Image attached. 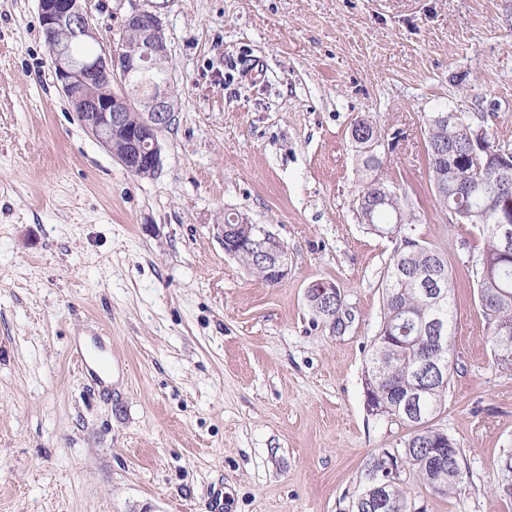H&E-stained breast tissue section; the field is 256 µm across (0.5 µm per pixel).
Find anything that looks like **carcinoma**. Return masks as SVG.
<instances>
[{
	"label": "carcinoma",
	"mask_w": 512,
	"mask_h": 512,
	"mask_svg": "<svg viewBox=\"0 0 512 512\" xmlns=\"http://www.w3.org/2000/svg\"><path fill=\"white\" fill-rule=\"evenodd\" d=\"M427 125L432 189L456 223L476 227L483 237L481 265L476 270L479 306L492 343L494 363L501 369L512 370V255L503 253L501 241L492 232L501 203L512 201V175L503 177L492 170L497 165L493 159L488 167L479 169L472 163L461 164L452 156L441 159L435 152V144L441 140L464 152L478 133L482 134L486 148L493 152L512 144L495 141L490 128L472 126L459 112H434ZM389 192L391 189L376 179L357 192V204L371 206L368 217L375 232L400 240L387 267L383 322L374 340L365 379L369 380L367 388L372 399L390 407L396 421L410 429L403 440L405 464L423 485L446 494L461 483L459 450L456 442L430 421L446 400L449 380L438 382L431 373L417 375L415 370L437 353L428 339L426 322L439 314L447 329H452L453 278L440 249L410 236V215L402 213V223H396V207L400 203L396 196L391 202H384L383 197ZM238 257L247 271L271 283L268 269L252 252L241 250ZM379 496L395 503V512H410L405 492L397 484L384 487L375 480L360 498L368 501Z\"/></svg>",
	"instance_id": "carcinoma-1"
}]
</instances>
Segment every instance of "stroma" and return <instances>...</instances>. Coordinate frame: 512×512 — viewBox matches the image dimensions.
<instances>
[{
    "instance_id": "35a3bbf8",
    "label": "stroma",
    "mask_w": 512,
    "mask_h": 512,
    "mask_svg": "<svg viewBox=\"0 0 512 512\" xmlns=\"http://www.w3.org/2000/svg\"><path fill=\"white\" fill-rule=\"evenodd\" d=\"M108 54L161 20L177 107L155 176L79 123L37 0H0V512H356L407 428L364 377L396 239L361 223L357 120L376 178L453 272V368L432 424L462 482L400 473L414 512H512V371L477 303V228L429 184L426 120L455 111L512 141V0H86ZM242 216L288 249L269 285L225 253ZM329 281L341 325L306 292ZM112 355L89 390L75 344Z\"/></svg>"
}]
</instances>
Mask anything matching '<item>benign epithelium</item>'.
Returning a JSON list of instances; mask_svg holds the SVG:
<instances>
[{"mask_svg": "<svg viewBox=\"0 0 512 512\" xmlns=\"http://www.w3.org/2000/svg\"><path fill=\"white\" fill-rule=\"evenodd\" d=\"M44 31L50 37L63 36L54 48L52 61L57 81L67 100L76 108L82 124L106 146L130 173H157L162 164L160 135L174 119L176 105L170 78L152 85L142 96L129 85L136 75L151 70L169 72V54L162 36L159 17L139 11L126 18L124 29L137 40V49L126 52L113 49L108 55H97L82 61L73 58L71 44L95 38L83 0H38ZM99 75L106 89L93 91L90 76ZM138 113L129 124L127 113ZM504 251L512 249V203L502 206L494 227ZM220 238L224 250L236 255L232 243L254 250L265 261L269 275L281 282L288 276V250L270 231L257 224L222 226ZM308 292L327 302H336L340 289L331 282H314Z\"/></svg>", "mask_w": 512, "mask_h": 512, "instance_id": "benign-epithelium-1", "label": "benign epithelium"}]
</instances>
